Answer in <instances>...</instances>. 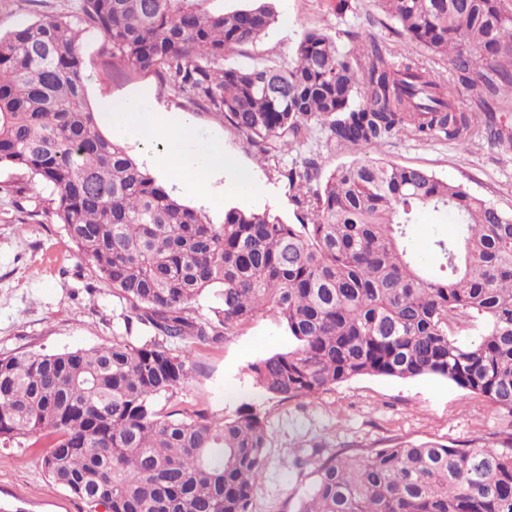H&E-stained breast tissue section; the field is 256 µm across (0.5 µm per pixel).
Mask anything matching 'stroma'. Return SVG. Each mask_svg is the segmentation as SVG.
I'll return each instance as SVG.
<instances>
[{
    "label": "stroma",
    "instance_id": "1",
    "mask_svg": "<svg viewBox=\"0 0 512 512\" xmlns=\"http://www.w3.org/2000/svg\"><path fill=\"white\" fill-rule=\"evenodd\" d=\"M340 1L277 0L276 23L256 42L227 55V63L287 66L296 42L314 29L330 33L344 47L352 46L357 35L375 38L395 54L409 52L377 0H344V11ZM74 6L75 0H0V34L73 11ZM82 42L89 102L96 106L106 99L144 93L162 111L188 116L191 144L223 145L225 156L248 174L247 190L237 189L235 178L224 181L233 206L267 209L292 224L296 210L284 170L312 159L324 177L354 160H384L463 184L512 213V143L493 144L479 134L460 145L404 131L378 145L339 146L316 132L278 160L261 163L225 120L178 96L171 79L114 66L99 32H84ZM17 179L14 170L0 167V358L145 341L146 333L126 331L125 300L98 278L93 261L78 251L62 225L23 222L10 191ZM457 232L452 212L423 209L416 215L410 245L419 261L432 267L436 259L431 238ZM294 347L284 326L267 315L247 322L220 344L188 355L179 344L170 346L174 355H187L192 375L176 392L158 398V408L204 409L211 416L230 419L251 404L266 417L267 465L252 512H295L313 479L310 471H298L292 464L301 448L318 447L327 454L343 448L352 455L408 442L451 448H502L512 442L511 412L437 376L401 380L361 375L310 399L269 398L256 385L250 366ZM44 449V443L30 438H0V506L7 512H93L89 504L48 479L39 464Z\"/></svg>",
    "mask_w": 512,
    "mask_h": 512
}]
</instances>
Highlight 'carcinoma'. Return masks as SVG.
I'll use <instances>...</instances> for the list:
<instances>
[{"label": "carcinoma", "mask_w": 512, "mask_h": 512, "mask_svg": "<svg viewBox=\"0 0 512 512\" xmlns=\"http://www.w3.org/2000/svg\"><path fill=\"white\" fill-rule=\"evenodd\" d=\"M194 0H80L0 35V167L26 178V212L61 224L98 277L129 305L136 346L0 358V437L50 432L41 466L105 512H252L268 430L245 405L232 419L165 412L156 398L191 377L156 341L217 344L258 315L298 343L250 366L265 394L312 398L355 376H439L512 413V214L418 168L352 161L318 181L309 159L284 173L296 224L268 210L224 209L212 223L106 137L86 98L82 33L102 34L112 63L174 80L188 104L226 120L263 161L319 130L376 145L412 130L458 144L500 143L493 112L512 105V10L503 0H377L408 43L449 59L480 112L413 60L376 40L349 50L321 30L285 68L221 66L277 19L271 0L200 14ZM51 190L41 196V189ZM449 210L458 236L434 238L435 277L409 242L417 209ZM206 290L215 319L193 316ZM482 332L462 344L459 325ZM315 478L295 512H512V446L432 442L366 456L300 448Z\"/></svg>", "instance_id": "1"}]
</instances>
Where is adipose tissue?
Wrapping results in <instances>:
<instances>
[{
    "mask_svg": "<svg viewBox=\"0 0 512 512\" xmlns=\"http://www.w3.org/2000/svg\"><path fill=\"white\" fill-rule=\"evenodd\" d=\"M102 117L114 128L133 137L153 141L166 139L172 146L164 163L166 175L175 178L182 191L204 201H219L222 189L216 188L230 166L224 148L208 144L188 151L183 147L191 134L186 117L161 112L140 96L102 104Z\"/></svg>",
    "mask_w": 512,
    "mask_h": 512,
    "instance_id": "1",
    "label": "adipose tissue"
}]
</instances>
